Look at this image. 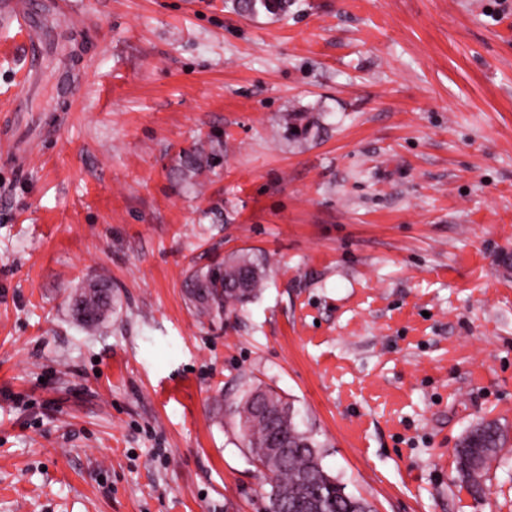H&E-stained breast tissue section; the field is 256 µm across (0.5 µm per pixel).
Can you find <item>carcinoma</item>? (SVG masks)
I'll return each mask as SVG.
<instances>
[{"label": "carcinoma", "instance_id": "1", "mask_svg": "<svg viewBox=\"0 0 512 512\" xmlns=\"http://www.w3.org/2000/svg\"><path fill=\"white\" fill-rule=\"evenodd\" d=\"M236 10L245 16L262 13L277 17L288 9V0H236ZM268 276L266 258L240 252L222 264L193 272L185 282L186 295L197 314L219 317L236 313L254 298ZM81 306L71 309L74 319L87 329H95L112 310V288L105 279L90 283L80 292ZM260 387H253L237 399L226 402L234 419L242 446L258 464L264 463L270 441L279 436L288 442L282 463L268 475L270 497L288 495L293 506L299 493L298 481L319 492L324 512H373L363 497L346 492V486L325 470L319 445L312 432L300 428L296 410L288 399L271 388L264 389L266 416L253 414L250 402ZM508 442V432L496 420L475 424L456 448L457 471L476 498L485 494L490 462Z\"/></svg>", "mask_w": 512, "mask_h": 512}]
</instances>
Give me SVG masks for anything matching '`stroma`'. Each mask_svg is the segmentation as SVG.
<instances>
[{"instance_id":"35a3bbf8","label":"stroma","mask_w":512,"mask_h":512,"mask_svg":"<svg viewBox=\"0 0 512 512\" xmlns=\"http://www.w3.org/2000/svg\"><path fill=\"white\" fill-rule=\"evenodd\" d=\"M49 2L36 88L0 31V512H266L224 411L256 385L375 512H512V442L482 499L455 461L512 431V8ZM243 249L262 293L198 317L186 278ZM235 7L240 14L248 17L261 13L277 17L288 9V0H236ZM80 298L82 308H71L74 319L84 328L96 329L114 303L109 282L106 279L93 281L80 292ZM508 432L496 420L475 424L456 448L457 471L475 498L485 494L486 474L490 462L508 442Z\"/></svg>"}]
</instances>
